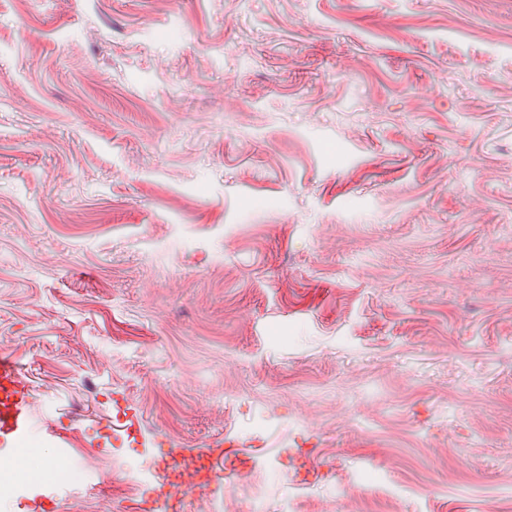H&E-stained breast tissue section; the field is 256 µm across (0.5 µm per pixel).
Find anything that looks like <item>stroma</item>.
I'll return each instance as SVG.
<instances>
[{
	"mask_svg": "<svg viewBox=\"0 0 512 512\" xmlns=\"http://www.w3.org/2000/svg\"><path fill=\"white\" fill-rule=\"evenodd\" d=\"M1 350L45 512H512V0H0ZM225 448L239 447L233 441L222 438L200 453V458L207 460L208 464L194 466L189 476L188 483L199 488L206 494L214 496L216 493H224L232 488L233 482L242 470L252 467L250 462L256 463V457L240 449ZM162 462L165 466L158 467L153 485L140 497L136 511L161 512L167 507L172 510L181 503L185 492L182 487L186 481L173 480L167 471L169 461L162 459Z\"/></svg>",
	"mask_w": 512,
	"mask_h": 512,
	"instance_id": "stroma-1",
	"label": "stroma"
}]
</instances>
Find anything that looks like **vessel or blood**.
I'll list each match as a JSON object with an SVG mask.
<instances>
[{"instance_id":"vessel-or-blood-1","label":"vessel or blood","mask_w":512,"mask_h":512,"mask_svg":"<svg viewBox=\"0 0 512 512\" xmlns=\"http://www.w3.org/2000/svg\"><path fill=\"white\" fill-rule=\"evenodd\" d=\"M32 411L29 389L23 381L22 368L12 355H0V442L11 443L29 430ZM202 463L190 475L193 486L208 494L228 491L242 470L249 467L254 457L232 448L230 440L222 439L200 454ZM184 496L183 484L174 480L166 468H159L152 486L142 494L139 512H168L180 504ZM55 498L52 481L38 483L34 495L20 497L18 512H39L44 501Z\"/></svg>"}]
</instances>
